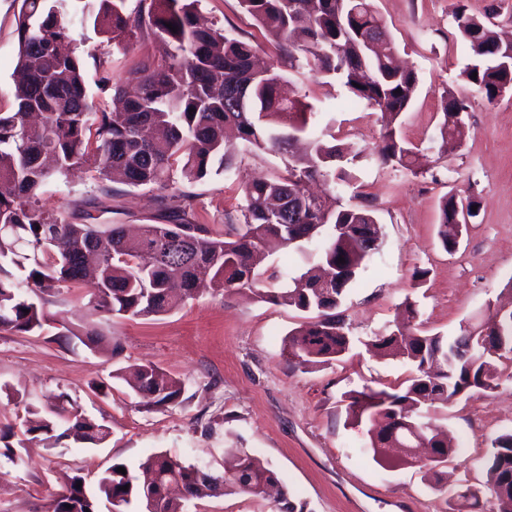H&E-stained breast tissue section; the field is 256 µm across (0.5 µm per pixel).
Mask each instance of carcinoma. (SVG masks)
I'll use <instances>...</instances> for the list:
<instances>
[{"label": "carcinoma", "mask_w": 512, "mask_h": 512, "mask_svg": "<svg viewBox=\"0 0 512 512\" xmlns=\"http://www.w3.org/2000/svg\"><path fill=\"white\" fill-rule=\"evenodd\" d=\"M64 2L22 0L16 109L0 112V330L42 328L46 316L30 294L54 297L61 287L84 280L91 266L93 312L150 318L176 310L205 287L247 288L262 302L313 315L284 341L288 361L316 365L345 353L351 339L339 308L357 272L378 253L381 226L373 211L347 207L336 196V185L348 174L336 167L339 148L325 141L323 112L300 98L281 97L283 75L273 66L256 69L252 43L199 24V0H140L130 13L127 0H99L94 23L108 39L120 44L147 32L166 49L160 60L144 63L135 79L114 86L120 109L97 112L86 94L83 59L60 51L63 42L74 41ZM241 4L289 61L337 77L357 101L387 114L390 122L373 154L404 169L412 166L415 147L400 136L399 119L418 79L396 65L395 43L372 0ZM455 19L473 56L465 76L492 101L512 84V34L491 29L461 7ZM444 102L439 151L449 155L465 138L467 105L456 98ZM228 128L249 149L286 154L288 163L282 174L241 186L242 220L217 238L200 223L194 196L179 182L204 178L215 163L223 171L232 168L238 147L225 139ZM82 165L96 170L106 195V182L115 175L127 186L160 191L165 223L144 224L131 237L123 224L63 221L44 209L43 187ZM316 179L328 189L314 196L307 184ZM477 204L455 194L442 198L439 235L447 250L458 246L449 225L465 208L475 216ZM273 240L286 247L315 244L311 261L295 276L285 271L262 277L252 258ZM367 346L382 357L402 358L412 375L394 392L345 394L348 421L367 427L361 451L379 462L385 449L415 448L414 438L424 435L435 456L413 460L407 454L404 462L424 470L427 482L441 489L439 467L454 448L428 408L498 387V363L512 362V308L490 307L486 320L452 338L397 326L375 334ZM117 378L155 405H176L183 392L179 380L154 366L133 367ZM26 411L23 438L15 447L4 444L3 456L15 464L25 463L21 448L30 437L99 445L109 436L107 426L62 393L55 405L30 402ZM119 467L113 464L93 488L76 487L80 476L67 477L48 512H100L103 503L112 512H130L133 504L139 512H184L187 500L258 496L279 482L273 469L245 451L222 473L156 453L140 464L150 487L129 471L117 472ZM484 467L496 512H512V431L494 439Z\"/></svg>", "instance_id": "cac0c4a2"}]
</instances>
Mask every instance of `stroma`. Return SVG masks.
Segmentation results:
<instances>
[{
  "mask_svg": "<svg viewBox=\"0 0 512 512\" xmlns=\"http://www.w3.org/2000/svg\"><path fill=\"white\" fill-rule=\"evenodd\" d=\"M494 1L501 28L512 32V0H374L400 59L419 82L400 131L422 155L404 170L370 154L383 131L378 110L354 102L341 83L277 56L239 0H200L208 24L256 44L259 58L276 61L290 89L323 110L337 144L352 150L341 161L351 176L341 201L371 209L382 230L379 252L342 306L354 344L329 364L304 368L283 357L281 348L307 313L258 301L249 292L207 289L171 313L144 319L92 313V284L68 285L46 304L49 320L42 329L0 331V425L21 429L26 397L44 401L64 393L110 436L97 447L30 442L23 466L0 457V512H46L65 477L79 475L92 484L112 464L134 469L159 451L220 473L228 449H244L274 469L291 500L305 503L308 512H451L448 501L458 490H482L483 459L493 440L512 430V363L500 364V386L492 395L464 396L438 411L456 448L440 491L418 467L381 465L364 455L366 433L346 424L341 396L363 387L389 391L409 377L402 360L372 356L363 346L392 324L405 299L416 302L424 329L448 337L488 307L512 304V91L490 102L465 81L461 72L471 56L454 18L459 4L469 16L484 18ZM21 7L22 0H0L5 112L14 106ZM98 8V0H73L70 12L83 20L73 46L85 62L86 92L107 111L112 89L101 76L134 79L139 64L160 57L163 46L147 33L120 45L108 41L94 25ZM449 93L469 105L467 135L450 155L439 150L442 101ZM283 169L281 155L243 150L234 171L208 172L190 186L203 223L223 234L226 223L241 217L240 184ZM449 193L481 203L451 252L438 235L439 203ZM155 195L148 186H124L103 196L94 171L83 167L49 183L41 201L68 220L85 214L93 224L135 227L161 222ZM417 269L425 273L419 281L412 278ZM63 324L78 332L95 329L99 348L59 341ZM143 364L181 381L179 405L143 406L119 379L125 368ZM185 512H272V503L231 494L187 501Z\"/></svg>",
  "mask_w": 512,
  "mask_h": 512,
  "instance_id": "obj_1",
  "label": "stroma"
}]
</instances>
